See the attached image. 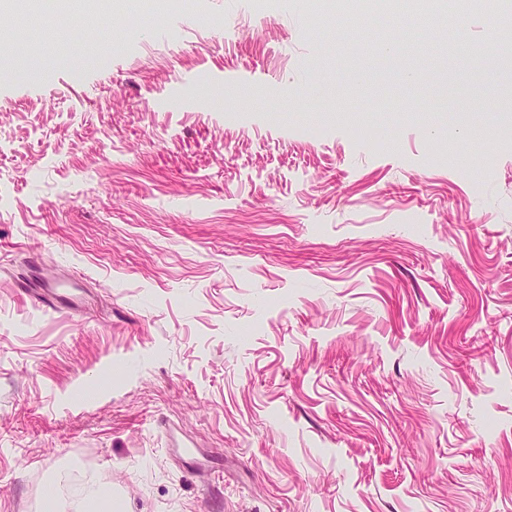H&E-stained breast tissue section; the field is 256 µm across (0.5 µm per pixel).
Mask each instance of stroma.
I'll return each instance as SVG.
<instances>
[{"label":"stroma","instance_id":"1","mask_svg":"<svg viewBox=\"0 0 512 512\" xmlns=\"http://www.w3.org/2000/svg\"><path fill=\"white\" fill-rule=\"evenodd\" d=\"M314 2L48 11L0 67V512H512V71L461 48L512 8ZM389 2H404L402 5L404 11L420 16L425 14L443 15L453 1L447 3L445 0H336V19L369 15L378 9L396 5ZM72 494L79 502L80 512H101L107 507L112 511V494L94 482H85L73 487Z\"/></svg>","mask_w":512,"mask_h":512}]
</instances>
